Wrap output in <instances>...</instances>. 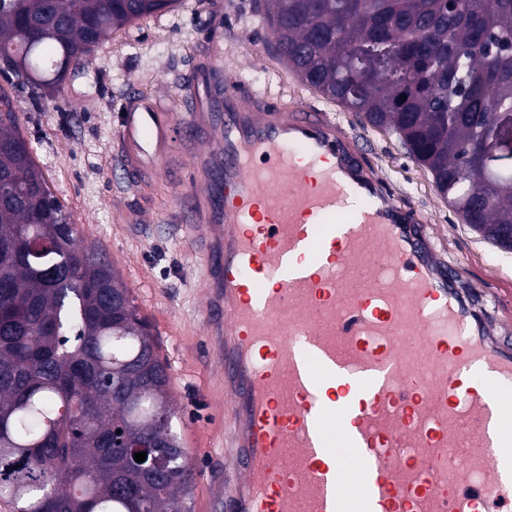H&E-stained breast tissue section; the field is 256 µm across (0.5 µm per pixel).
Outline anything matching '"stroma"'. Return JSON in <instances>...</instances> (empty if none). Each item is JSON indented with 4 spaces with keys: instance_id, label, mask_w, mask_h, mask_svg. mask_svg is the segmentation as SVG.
Returning a JSON list of instances; mask_svg holds the SVG:
<instances>
[{
    "instance_id": "obj_1",
    "label": "stroma",
    "mask_w": 512,
    "mask_h": 512,
    "mask_svg": "<svg viewBox=\"0 0 512 512\" xmlns=\"http://www.w3.org/2000/svg\"><path fill=\"white\" fill-rule=\"evenodd\" d=\"M182 0L106 37L90 60L68 76L60 93L30 109L26 89L0 76V92L16 103L20 130L51 187L71 215L80 246L106 249L167 364L172 422L192 469L185 506L212 512L209 488L224 474V406L214 389L224 370L209 342L204 307L205 269L186 239L185 200L196 184L189 168L192 143H178L166 172L134 184L123 167L119 118L138 90L167 101L187 119L186 87L195 79L198 51L218 41L224 70L247 89L319 109L355 136L362 159L390 187L395 201L426 217L448 263L495 297L498 316L512 326V252L483 240L436 193L396 135L322 98L288 70L265 20L264 0Z\"/></svg>"
}]
</instances>
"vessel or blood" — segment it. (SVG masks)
I'll list each match as a JSON object with an SVG mask.
<instances>
[{
	"label": "vessel or blood",
	"mask_w": 512,
	"mask_h": 512,
	"mask_svg": "<svg viewBox=\"0 0 512 512\" xmlns=\"http://www.w3.org/2000/svg\"><path fill=\"white\" fill-rule=\"evenodd\" d=\"M189 128L224 362L227 482L213 512H512V336L325 114L244 90L207 58ZM176 122L135 94L130 176L166 170Z\"/></svg>",
	"instance_id": "vessel-or-blood-1"
}]
</instances>
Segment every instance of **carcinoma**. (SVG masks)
<instances>
[{
	"mask_svg": "<svg viewBox=\"0 0 512 512\" xmlns=\"http://www.w3.org/2000/svg\"><path fill=\"white\" fill-rule=\"evenodd\" d=\"M180 0H0L4 77L40 108L113 31ZM281 57L328 101L397 136L463 223L512 252V156L482 134L512 113V0H266ZM406 99H400V96ZM0 505L187 512L170 379L105 249L76 243L0 95ZM165 445L158 474L137 445Z\"/></svg>",
	"mask_w": 512,
	"mask_h": 512,
	"instance_id": "cac0c4a2",
	"label": "carcinoma"
}]
</instances>
